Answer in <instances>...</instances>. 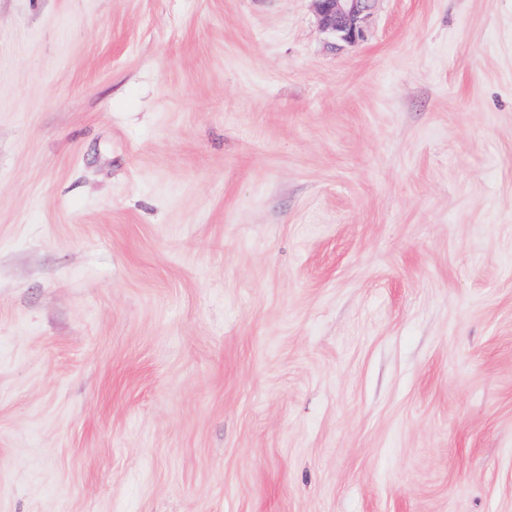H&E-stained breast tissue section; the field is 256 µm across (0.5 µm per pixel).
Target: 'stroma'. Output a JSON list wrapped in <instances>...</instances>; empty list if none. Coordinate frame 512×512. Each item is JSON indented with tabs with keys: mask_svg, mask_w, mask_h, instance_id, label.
Listing matches in <instances>:
<instances>
[{
	"mask_svg": "<svg viewBox=\"0 0 512 512\" xmlns=\"http://www.w3.org/2000/svg\"><path fill=\"white\" fill-rule=\"evenodd\" d=\"M0 512H512V0H0ZM321 26L336 41L355 43L364 29L376 0H313Z\"/></svg>",
	"mask_w": 512,
	"mask_h": 512,
	"instance_id": "35a3bbf8",
	"label": "stroma"
}]
</instances>
